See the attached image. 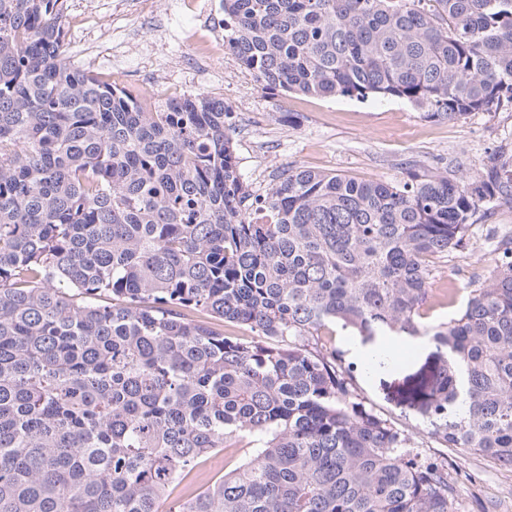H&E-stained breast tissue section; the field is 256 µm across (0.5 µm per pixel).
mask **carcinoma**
Returning <instances> with one entry per match:
<instances>
[{"mask_svg": "<svg viewBox=\"0 0 512 512\" xmlns=\"http://www.w3.org/2000/svg\"><path fill=\"white\" fill-rule=\"evenodd\" d=\"M424 2L222 0L224 46L269 91L512 107V0ZM63 13L0 0V512H459L446 460L319 347L335 324L431 337L402 398L512 468V239L454 317L420 322L430 259L512 203L509 151L397 184L290 167L254 197L224 100L147 105L66 56ZM245 448H224V451L217 450L202 458L201 465L196 470L199 482L202 478L209 477L210 480L224 475L245 459Z\"/></svg>", "mask_w": 512, "mask_h": 512, "instance_id": "1", "label": "carcinoma"}]
</instances>
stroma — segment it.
Instances as JSON below:
<instances>
[{"instance_id":"1","label":"stroma","mask_w":512,"mask_h":512,"mask_svg":"<svg viewBox=\"0 0 512 512\" xmlns=\"http://www.w3.org/2000/svg\"><path fill=\"white\" fill-rule=\"evenodd\" d=\"M134 0H67L68 7L94 13L89 27H67L65 50L92 71H108L117 86L164 101L198 92L223 99L232 114L228 134L239 171L253 194L294 166L344 174L357 179L402 180L409 166H442L457 177L476 172L498 146L512 149V109L473 112L448 121L425 118L422 111L397 98H319L271 94L242 72L233 56L223 67L202 73L194 49L197 4L187 0H153L139 12ZM114 30L111 43L98 44L97 29ZM292 121H283V113ZM466 245L431 265L430 286L445 291L470 279L486 280L502 239L512 237V204L483 202ZM343 366L354 377L358 400L412 433L421 451L444 454L460 512H512V469L458 448H443L430 422L397 389L404 378L430 364L434 345L417 355L395 350V367L367 368L353 359L343 335L328 337Z\"/></svg>"}]
</instances>
